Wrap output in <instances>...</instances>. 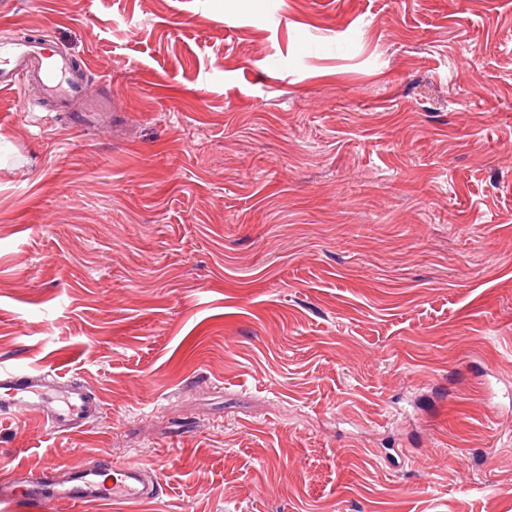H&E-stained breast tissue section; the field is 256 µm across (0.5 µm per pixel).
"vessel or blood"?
I'll use <instances>...</instances> for the list:
<instances>
[{"instance_id":"vessel-or-blood-1","label":"vessel or blood","mask_w":512,"mask_h":512,"mask_svg":"<svg viewBox=\"0 0 512 512\" xmlns=\"http://www.w3.org/2000/svg\"><path fill=\"white\" fill-rule=\"evenodd\" d=\"M0 88L22 92L29 110L52 107L70 113L83 125L96 123L99 113L110 111L83 60L53 49L49 39L18 35L0 41ZM102 413L99 394L84 385L63 382L51 372L0 365V416H35L57 432H72L96 421ZM111 478H103L97 465L78 463L59 471L48 465L30 472H0V499L23 498L40 508L61 503L129 502L150 498L160 483L147 466L111 464Z\"/></svg>"}]
</instances>
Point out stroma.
I'll return each mask as SVG.
<instances>
[{
	"mask_svg": "<svg viewBox=\"0 0 512 512\" xmlns=\"http://www.w3.org/2000/svg\"><path fill=\"white\" fill-rule=\"evenodd\" d=\"M111 127L0 90V363L99 392L71 512H512V0H0ZM112 476L102 480L101 466L78 463L61 474L54 465L30 472L18 469L1 470L0 499L21 497L36 507L54 508L61 503L129 502L150 498L160 491L153 471L133 462L112 463ZM55 509V508H54Z\"/></svg>",
	"mask_w": 512,
	"mask_h": 512,
	"instance_id": "1",
	"label": "stroma"
}]
</instances>
